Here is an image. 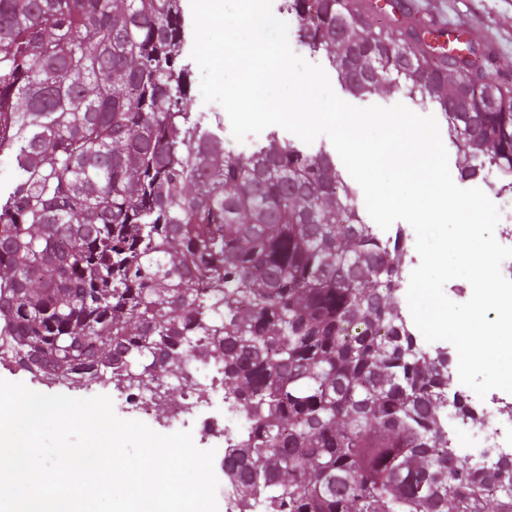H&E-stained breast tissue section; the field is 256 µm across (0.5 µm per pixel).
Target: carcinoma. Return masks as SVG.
<instances>
[{
  "mask_svg": "<svg viewBox=\"0 0 512 512\" xmlns=\"http://www.w3.org/2000/svg\"><path fill=\"white\" fill-rule=\"evenodd\" d=\"M286 7L346 92L433 104L460 175L512 191V90L474 45L395 36L360 0ZM184 38L180 0H0V360L160 388L161 413L221 367L247 422L224 468L270 512H512V462L448 446V356L402 324L399 244L327 154L226 153L188 112Z\"/></svg>",
  "mask_w": 512,
  "mask_h": 512,
  "instance_id": "cac0c4a2",
  "label": "carcinoma"
}]
</instances>
